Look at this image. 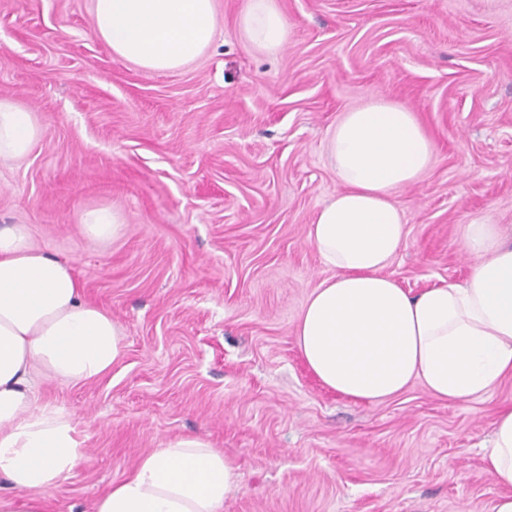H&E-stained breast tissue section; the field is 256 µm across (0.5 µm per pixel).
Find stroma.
Listing matches in <instances>:
<instances>
[{
  "label": "stroma",
  "instance_id": "stroma-1",
  "mask_svg": "<svg viewBox=\"0 0 512 512\" xmlns=\"http://www.w3.org/2000/svg\"><path fill=\"white\" fill-rule=\"evenodd\" d=\"M244 2L217 0L212 44L159 74L95 36L92 0H0V98L43 128L0 162V226L29 225L124 332L97 380L36 390L84 450L46 512H91L176 435L235 460L224 512H490L482 447L512 378L472 402L418 381L356 402L313 376L295 328L330 274L307 231L339 188L326 139L344 112L399 104L435 145L392 195L406 238L385 273L402 288L466 282L464 225L512 239V0H280L275 57L242 41ZM102 206L124 222L108 242L81 229Z\"/></svg>",
  "mask_w": 512,
  "mask_h": 512
}]
</instances>
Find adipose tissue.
I'll return each mask as SVG.
<instances>
[{
  "label": "adipose tissue",
  "instance_id": "ef3b65f1",
  "mask_svg": "<svg viewBox=\"0 0 512 512\" xmlns=\"http://www.w3.org/2000/svg\"><path fill=\"white\" fill-rule=\"evenodd\" d=\"M93 23L117 58L165 73L210 46L218 16L216 0H93ZM238 27L268 56L288 42L279 0H245ZM41 133L35 112L0 99V162L26 157ZM327 152L340 189L308 231L332 271L297 319L308 369L358 402L385 401L415 380L448 402L494 391L512 374V244L497 225H467L463 247L476 259L468 283L410 294L384 274L405 238L391 195L430 169L431 139L413 112L375 101L340 116ZM122 336L111 314L83 299L70 263L36 246L27 225L0 227V476L14 490L0 496V512H44L42 492L82 456L71 418L37 406L39 382L99 378ZM483 461L503 489L491 512H512V407L498 412ZM237 486L224 453L179 435L142 455L92 512H223Z\"/></svg>",
  "mask_w": 512,
  "mask_h": 512
}]
</instances>
